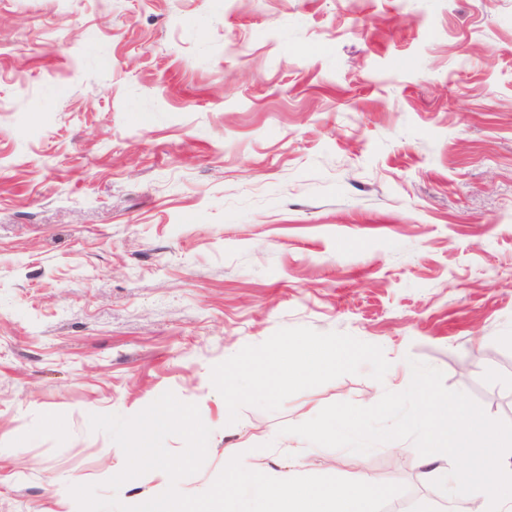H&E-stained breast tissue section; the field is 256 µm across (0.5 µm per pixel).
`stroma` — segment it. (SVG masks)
<instances>
[{
    "label": "stroma",
    "mask_w": 512,
    "mask_h": 512,
    "mask_svg": "<svg viewBox=\"0 0 512 512\" xmlns=\"http://www.w3.org/2000/svg\"><path fill=\"white\" fill-rule=\"evenodd\" d=\"M5 21L0 512H78L69 486L125 466L90 414L168 390L211 430L183 493L246 442L440 512L412 442L300 456L280 429L403 391L412 359L512 422V0H0ZM334 349L251 397L260 364ZM346 359L347 354L330 351L314 362H304L297 358L289 360L288 368L273 369L262 364L260 392L264 396L271 397L285 384L299 380L311 381L322 370L331 368L332 365L336 366L337 363H342ZM237 371V365L233 362L226 363L224 368L225 388H224V419L231 421L235 415V403L237 400V390L231 382V378ZM228 380V381H227Z\"/></svg>",
    "instance_id": "1"
}]
</instances>
